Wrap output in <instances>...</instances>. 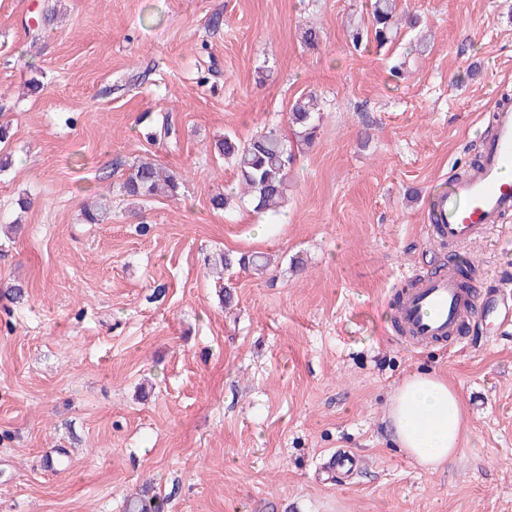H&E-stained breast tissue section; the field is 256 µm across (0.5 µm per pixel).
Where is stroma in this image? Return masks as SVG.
Segmentation results:
<instances>
[{"mask_svg": "<svg viewBox=\"0 0 512 512\" xmlns=\"http://www.w3.org/2000/svg\"><path fill=\"white\" fill-rule=\"evenodd\" d=\"M398 11L419 22L379 50L351 42L369 0H0V287L25 290L0 296V512H128L147 487L167 512H512V325L416 347L392 320L409 276L452 257L429 241L427 194L512 99V0ZM309 91L323 118L284 214L213 210L236 183L216 142L287 131ZM165 114L175 140L151 141ZM139 158L180 172L179 196H121ZM100 192L112 215L85 223ZM228 251L274 263L216 276ZM462 254L473 292L512 280V245ZM418 368L464 410L434 471L386 420ZM339 450L359 462L343 484Z\"/></svg>", "mask_w": 512, "mask_h": 512, "instance_id": "stroma-1", "label": "stroma"}]
</instances>
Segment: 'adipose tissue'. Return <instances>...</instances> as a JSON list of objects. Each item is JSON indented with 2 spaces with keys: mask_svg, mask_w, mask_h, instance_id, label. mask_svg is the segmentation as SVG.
I'll return each mask as SVG.
<instances>
[{
  "mask_svg": "<svg viewBox=\"0 0 512 512\" xmlns=\"http://www.w3.org/2000/svg\"><path fill=\"white\" fill-rule=\"evenodd\" d=\"M463 409L440 374L417 371L393 390L387 418L398 448L423 469L450 463L461 446Z\"/></svg>",
  "mask_w": 512,
  "mask_h": 512,
  "instance_id": "ef3b65f1",
  "label": "adipose tissue"
}]
</instances>
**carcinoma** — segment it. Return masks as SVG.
Returning <instances> with one entry per match:
<instances>
[{"mask_svg":"<svg viewBox=\"0 0 512 512\" xmlns=\"http://www.w3.org/2000/svg\"><path fill=\"white\" fill-rule=\"evenodd\" d=\"M397 0H371V30L352 34L354 46L371 43L381 48L392 38L396 22ZM322 114L313 94L295 99L287 112L288 127L299 144L314 143ZM219 154L233 161L243 195L249 197L253 211L275 216L288 201V175L296 154L288 148L287 139L274 129L251 136L245 141L226 136L216 142ZM183 186L182 176L151 162L139 161L129 166L120 191L133 198H147L161 191L177 195ZM111 214L110 201L100 196L97 205L84 209L89 224H103ZM219 262L228 269L238 264L257 270L267 267L270 257L264 253L232 257L222 252ZM166 500L150 497L132 503L133 512H164Z\"/></svg>","mask_w":512,"mask_h":512,"instance_id":"cac0c4a2","label":"carcinoma"}]
</instances>
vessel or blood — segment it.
<instances>
[{
  "label": "vessel or blood",
  "mask_w": 512,
  "mask_h": 512,
  "mask_svg": "<svg viewBox=\"0 0 512 512\" xmlns=\"http://www.w3.org/2000/svg\"><path fill=\"white\" fill-rule=\"evenodd\" d=\"M512 213V107H501L485 141L480 164L472 173L449 180L429 204L433 239L461 247L478 238L501 234V219ZM475 297L460 286L455 272L420 280L407 290L397 309L401 333L429 345L461 341V327L471 317Z\"/></svg>",
  "instance_id": "1"
}]
</instances>
